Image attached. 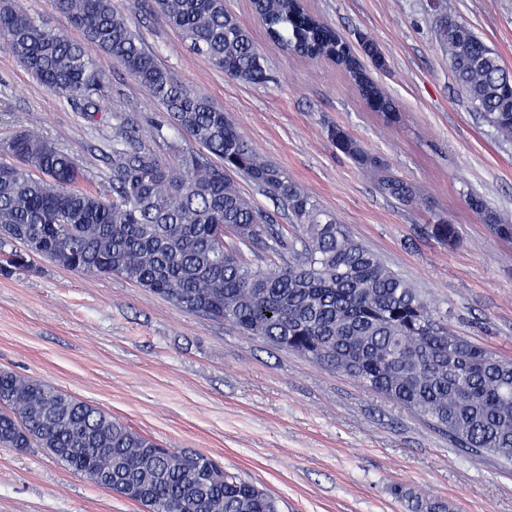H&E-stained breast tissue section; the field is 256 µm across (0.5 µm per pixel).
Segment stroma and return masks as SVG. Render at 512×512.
<instances>
[{
    "label": "stroma",
    "mask_w": 512,
    "mask_h": 512,
    "mask_svg": "<svg viewBox=\"0 0 512 512\" xmlns=\"http://www.w3.org/2000/svg\"><path fill=\"white\" fill-rule=\"evenodd\" d=\"M356 41L368 34L388 68L372 78L398 104L386 124L331 61L286 53L251 0L225 6L248 28L268 80L245 84L193 55L153 0H119L148 50L183 85L226 112L246 140L285 169L358 241L419 290L448 329L512 362V243L495 239L466 193L512 215V142L474 112L456 84L429 0H305ZM512 68V0H448ZM105 80L100 116L85 119L0 49V133L40 118L45 136L108 183L112 113L150 137L163 107L112 58L88 47ZM341 128L391 173L423 190L418 205L386 197L373 175L336 149ZM460 241L431 236L433 214ZM0 247V369L94 405L167 448L201 452L265 488L283 512H412L400 484L453 512H512V464L456 448L406 408L357 381L186 313L120 277H97L33 257L7 265ZM0 512H144L69 470L43 449L0 447Z\"/></svg>",
    "instance_id": "35a3bbf8"
}]
</instances>
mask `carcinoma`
<instances>
[{"mask_svg":"<svg viewBox=\"0 0 512 512\" xmlns=\"http://www.w3.org/2000/svg\"><path fill=\"white\" fill-rule=\"evenodd\" d=\"M155 4L197 57L239 82H265L263 57L224 0ZM54 7L163 107L165 123L154 126L153 139L166 140L168 125L201 150L160 153L121 121L112 127L111 193L103 195L48 137L30 129L0 137V246L19 245L10 265L27 266L29 242L38 238L43 258L58 251L65 268L116 275L189 314L229 323L404 405L467 453L483 449L512 463L511 361L443 327L418 289L264 159L224 111L173 79L117 0H54ZM253 8L285 51L333 61L372 111L398 119L394 100L360 66L362 59L387 69L371 38L360 37L354 49L300 0H253ZM438 39L473 109L511 141L512 76L499 55L448 15ZM0 48L58 97L80 103L87 118L102 111L106 87L94 59L21 0H0ZM331 138L375 173L383 195L407 207L418 203L413 183L344 130ZM231 172L278 200L299 233L288 239L240 193ZM467 205L499 239L512 240V221L483 197L471 194ZM431 235L459 242L457 225L440 216ZM245 248L286 253L288 260L256 268ZM0 446H36L76 472L95 469L102 487L139 490L133 499L147 512H280L279 501L254 484L227 471L213 477L207 455L163 448L91 404L2 369Z\"/></svg>","mask_w":512,"mask_h":512,"instance_id":"cac0c4a2","label":"carcinoma"}]
</instances>
